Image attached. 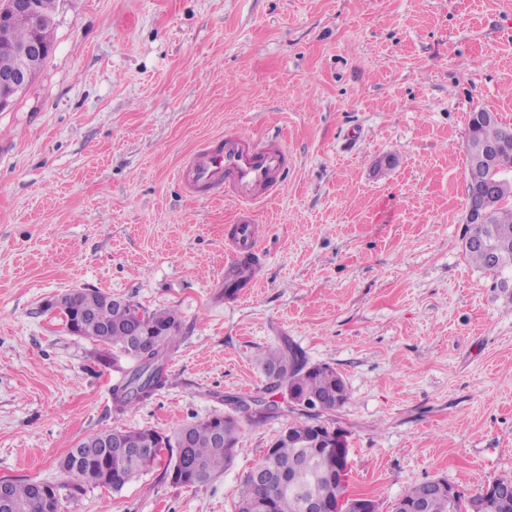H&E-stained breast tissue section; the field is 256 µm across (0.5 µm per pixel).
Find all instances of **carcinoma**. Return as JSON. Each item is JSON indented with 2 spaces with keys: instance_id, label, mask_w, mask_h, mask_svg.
I'll return each mask as SVG.
<instances>
[{
  "instance_id": "1",
  "label": "carcinoma",
  "mask_w": 512,
  "mask_h": 512,
  "mask_svg": "<svg viewBox=\"0 0 512 512\" xmlns=\"http://www.w3.org/2000/svg\"><path fill=\"white\" fill-rule=\"evenodd\" d=\"M41 17L51 21L42 28L28 19L5 25L9 40L21 45L36 33L53 44V27L58 0H34ZM506 127L497 120H485L482 113H472L469 139L478 142L504 140ZM512 181V140L492 162L467 158L468 206L481 204L479 191ZM479 235L512 254V205L504 200L495 205L484 224H469L465 236ZM469 260L506 285L512 282V269L490 264L485 249L465 247ZM60 308L85 312L76 334L103 347L98 360L117 363L125 357L132 365L112 387L114 410L122 414L148 400L168 381L166 363L176 346L181 322L170 310L148 311L130 300H114L97 289L79 288L64 294ZM265 372L274 379V387L294 388L327 399L343 391L346 385L336 380V370L328 365H310L302 353L288 342L268 350L263 357ZM239 426L221 414L176 428L169 436L151 429L128 430L113 427L94 434L71 449L62 459L60 469L65 481L61 490L80 492L87 487L120 491L132 479L147 471L167 451V468L162 477L182 486L201 485L224 473L234 454ZM308 420L288 425L267 448L259 462L240 480L237 512H303L304 501L316 496L326 501L327 512H336V490L331 478L336 469L348 467L347 458H339L317 443ZM8 496L0 501V512H58L60 498L41 497L34 481H8ZM426 512H470L469 500L460 495L450 502L446 497L428 501Z\"/></svg>"
}]
</instances>
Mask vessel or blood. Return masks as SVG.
I'll return each mask as SVG.
<instances>
[{
  "mask_svg": "<svg viewBox=\"0 0 512 512\" xmlns=\"http://www.w3.org/2000/svg\"><path fill=\"white\" fill-rule=\"evenodd\" d=\"M291 162L287 145L278 137L232 132L196 147L179 166L177 178L188 194L223 197L237 205L224 239L227 287L251 289L258 284L257 207L281 192Z\"/></svg>",
  "mask_w": 512,
  "mask_h": 512,
  "instance_id": "1",
  "label": "vessel or blood"
}]
</instances>
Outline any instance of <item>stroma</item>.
I'll return each mask as SVG.
<instances>
[{"mask_svg":"<svg viewBox=\"0 0 512 512\" xmlns=\"http://www.w3.org/2000/svg\"><path fill=\"white\" fill-rule=\"evenodd\" d=\"M512 126V0H59L54 50L0 110V479L58 482L120 426L168 435L237 416L231 466L59 512H235L242 476L289 423L261 358L289 342L336 369L327 414L346 495L391 512L413 486L512 477V288L464 252L470 113ZM272 133L294 164L261 205L262 282L224 288L235 205L176 174L201 143ZM98 288L182 324L168 382L124 414L119 378L49 303Z\"/></svg>","mask_w":512,"mask_h":512,"instance_id":"35a3bbf8","label":"stroma"}]
</instances>
